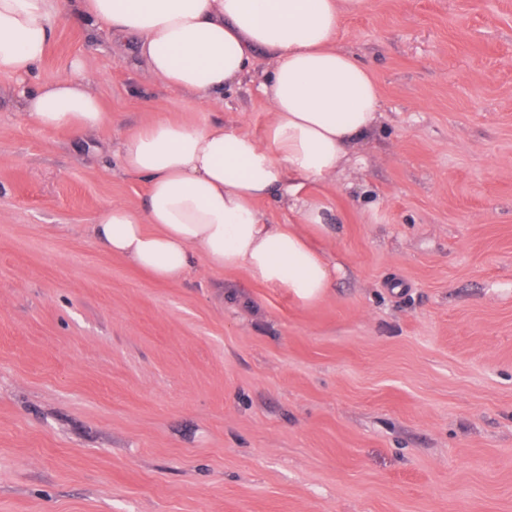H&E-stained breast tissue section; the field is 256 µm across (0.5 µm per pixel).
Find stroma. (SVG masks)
Masks as SVG:
<instances>
[{"instance_id": "obj_1", "label": "stroma", "mask_w": 512, "mask_h": 512, "mask_svg": "<svg viewBox=\"0 0 512 512\" xmlns=\"http://www.w3.org/2000/svg\"><path fill=\"white\" fill-rule=\"evenodd\" d=\"M335 46L376 78L360 165L304 193L341 271L302 303L242 269L162 283L92 228L148 182L158 119L261 135L251 74L205 99L69 13L110 124L41 128L0 74V512H512V0H365Z\"/></svg>"}]
</instances>
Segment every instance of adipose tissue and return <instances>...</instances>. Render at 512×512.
Wrapping results in <instances>:
<instances>
[{
	"label": "adipose tissue",
	"instance_id": "adipose-tissue-1",
	"mask_svg": "<svg viewBox=\"0 0 512 512\" xmlns=\"http://www.w3.org/2000/svg\"><path fill=\"white\" fill-rule=\"evenodd\" d=\"M364 0H0V74L25 78L42 63L65 9L112 36L138 40L139 61L169 86L205 98L249 72L257 53L274 60L260 86L271 117L262 136L216 122H152L119 147L123 168L146 176L134 209L115 202L93 233L109 254L161 282L186 280L204 261L213 272L245 269L303 303L332 286L334 267L301 224L336 235L325 209L302 193L341 174L380 119L369 69L332 41ZM39 126L83 135L108 121L81 62L21 93ZM267 201L299 216L270 224Z\"/></svg>",
	"mask_w": 512,
	"mask_h": 512
}]
</instances>
